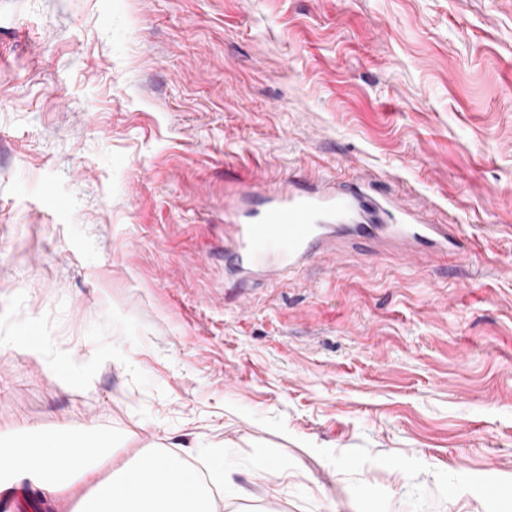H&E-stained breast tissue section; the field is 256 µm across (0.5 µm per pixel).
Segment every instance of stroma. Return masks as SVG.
I'll list each match as a JSON object with an SVG mask.
<instances>
[{"instance_id":"obj_1","label":"stroma","mask_w":512,"mask_h":512,"mask_svg":"<svg viewBox=\"0 0 512 512\" xmlns=\"http://www.w3.org/2000/svg\"><path fill=\"white\" fill-rule=\"evenodd\" d=\"M304 180L473 248L341 239L238 300L226 215ZM23 424L117 463L178 445L224 512H502L512 0H0V434Z\"/></svg>"}]
</instances>
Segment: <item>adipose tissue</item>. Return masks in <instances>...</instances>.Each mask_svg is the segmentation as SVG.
<instances>
[{
  "label": "adipose tissue",
  "instance_id": "obj_1",
  "mask_svg": "<svg viewBox=\"0 0 512 512\" xmlns=\"http://www.w3.org/2000/svg\"><path fill=\"white\" fill-rule=\"evenodd\" d=\"M96 438L41 434L0 437V493L30 483L54 512H223L191 463L154 444L100 475Z\"/></svg>",
  "mask_w": 512,
  "mask_h": 512
}]
</instances>
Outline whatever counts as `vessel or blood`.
<instances>
[{"label":"vessel or blood","instance_id":"b4317fda","mask_svg":"<svg viewBox=\"0 0 512 512\" xmlns=\"http://www.w3.org/2000/svg\"><path fill=\"white\" fill-rule=\"evenodd\" d=\"M392 239L440 255L467 248L446 224H418L394 200L356 187L326 191L314 185L277 188L264 195L244 223L224 239V259L234 270L281 280L335 245L337 238Z\"/></svg>","mask_w":512,"mask_h":512}]
</instances>
